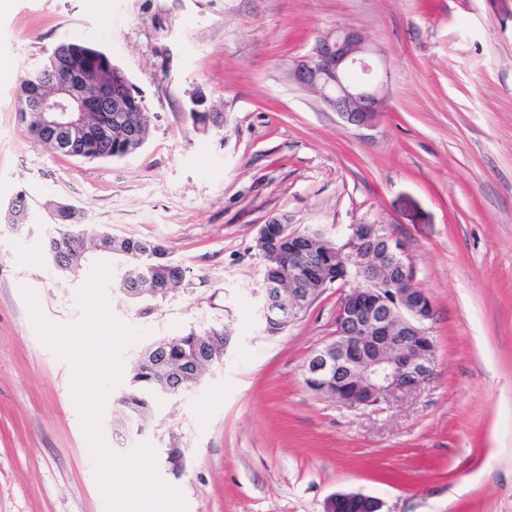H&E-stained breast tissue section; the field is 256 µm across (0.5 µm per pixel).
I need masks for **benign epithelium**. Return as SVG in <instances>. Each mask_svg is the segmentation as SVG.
<instances>
[{"label": "benign epithelium", "instance_id": "7a95c632", "mask_svg": "<svg viewBox=\"0 0 512 512\" xmlns=\"http://www.w3.org/2000/svg\"><path fill=\"white\" fill-rule=\"evenodd\" d=\"M372 49L352 27L321 36L292 71L300 85L318 92L348 123L370 125L382 111L381 86L371 77ZM146 108L141 90L103 50L66 41L52 48L38 79L20 88L19 117L27 131L58 153L85 159L107 128L90 129L88 112H112L127 128L121 155L137 152L144 140L132 113ZM252 250L262 258L260 319L285 329L327 289L349 288L336 305L335 331L314 349L303 367V384H321L323 397L348 409L377 408L418 390L434 370L435 347L428 322L434 306L418 282L405 244L383 224H351L341 236L292 229L284 219L263 224ZM145 256L157 266L177 263L158 245ZM205 352L223 360L224 339L207 336ZM199 382L188 365L163 381L177 396L185 383ZM383 512V502L360 492H337L324 512Z\"/></svg>", "mask_w": 512, "mask_h": 512}]
</instances>
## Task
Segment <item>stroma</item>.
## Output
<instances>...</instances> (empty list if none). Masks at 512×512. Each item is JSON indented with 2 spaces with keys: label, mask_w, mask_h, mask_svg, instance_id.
<instances>
[{
  "label": "stroma",
  "mask_w": 512,
  "mask_h": 512,
  "mask_svg": "<svg viewBox=\"0 0 512 512\" xmlns=\"http://www.w3.org/2000/svg\"><path fill=\"white\" fill-rule=\"evenodd\" d=\"M339 26L375 51L384 108L348 124L292 78ZM61 41L102 47L143 91V147L78 160L18 118L21 75ZM220 113L221 126L192 111ZM25 193L29 223L8 206ZM91 234L147 237L196 277L148 315L115 286L112 314L143 331L122 353L129 386L151 343L216 320L223 362L165 401L112 451H155L186 512H323L356 491L384 512H512V0H6L0 7V512H106L71 392L72 368L39 339L23 289L55 324L82 320L86 274L54 270L57 205ZM277 218L296 229L383 224L431 297V379L350 410L302 384L334 332L328 289L277 336L264 332L250 248ZM184 469L166 463L170 441Z\"/></svg>",
  "instance_id": "1"
}]
</instances>
